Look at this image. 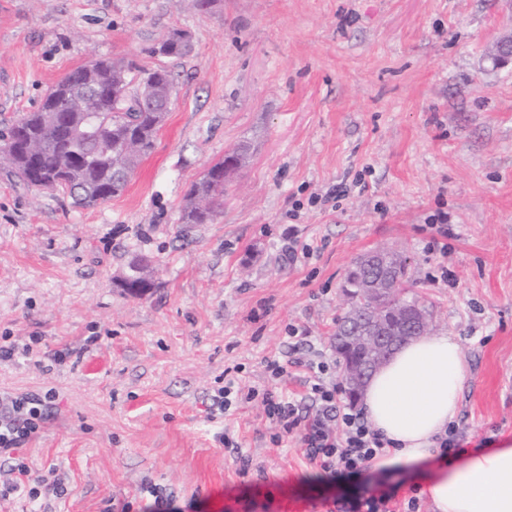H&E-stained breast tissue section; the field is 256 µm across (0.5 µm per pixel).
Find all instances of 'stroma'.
<instances>
[{"instance_id": "1", "label": "stroma", "mask_w": 512, "mask_h": 512, "mask_svg": "<svg viewBox=\"0 0 512 512\" xmlns=\"http://www.w3.org/2000/svg\"><path fill=\"white\" fill-rule=\"evenodd\" d=\"M173 29L191 53L153 54ZM511 31L512 0H0V129L99 57L176 82L153 152L103 204L0 167V346L15 347L0 408L44 405L0 455V512H122L148 483L193 512H326L343 490L298 434L211 398L228 377L273 386L267 361L317 349L341 379V285L381 248L406 257L408 295L469 364L461 447L512 438V68L486 57ZM238 147L222 212L180 223ZM292 237L310 247L294 262ZM142 258L152 286L134 297L122 282ZM304 374L290 364L274 386L308 410Z\"/></svg>"}]
</instances>
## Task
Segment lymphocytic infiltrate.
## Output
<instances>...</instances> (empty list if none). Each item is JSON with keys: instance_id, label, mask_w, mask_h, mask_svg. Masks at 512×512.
I'll use <instances>...</instances> for the list:
<instances>
[{"instance_id": "obj_1", "label": "lymphocytic infiltrate", "mask_w": 512, "mask_h": 512, "mask_svg": "<svg viewBox=\"0 0 512 512\" xmlns=\"http://www.w3.org/2000/svg\"><path fill=\"white\" fill-rule=\"evenodd\" d=\"M295 364L310 372L307 385L313 411L301 412L296 401L272 390L260 393L249 389L244 400H261L266 417L279 425L282 434L298 433L306 457L318 469L323 483L359 486V493L333 499L334 512H420L419 497H409L402 505L397 500V486H372L370 463L387 443L371 428L362 411L340 404L339 385L323 377L326 363L299 358ZM39 415V409L29 400L13 402L8 421L0 424V454L23 446L35 432Z\"/></svg>"}]
</instances>
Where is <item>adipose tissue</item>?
<instances>
[{"instance_id":"obj_1","label":"adipose tissue","mask_w":512,"mask_h":512,"mask_svg":"<svg viewBox=\"0 0 512 512\" xmlns=\"http://www.w3.org/2000/svg\"><path fill=\"white\" fill-rule=\"evenodd\" d=\"M468 378L456 337L418 336L402 346L363 390L370 425L392 443L371 467L424 471L423 493L435 512H512V438L445 456L436 446Z\"/></svg>"}]
</instances>
